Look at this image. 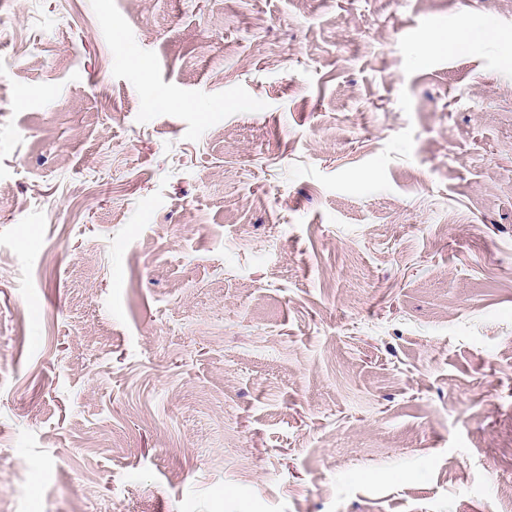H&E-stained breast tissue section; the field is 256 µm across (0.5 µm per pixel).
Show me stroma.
Masks as SVG:
<instances>
[{
    "label": "stroma",
    "instance_id": "1",
    "mask_svg": "<svg viewBox=\"0 0 512 512\" xmlns=\"http://www.w3.org/2000/svg\"><path fill=\"white\" fill-rule=\"evenodd\" d=\"M507 441L512 0H0V512H512ZM494 26L489 17L483 18H463L456 22L448 30L439 31L434 30L427 33L424 42H437L441 45H448V48L454 44H462L466 41H471L479 35H486L492 32ZM461 37H465L461 41Z\"/></svg>",
    "mask_w": 512,
    "mask_h": 512
}]
</instances>
